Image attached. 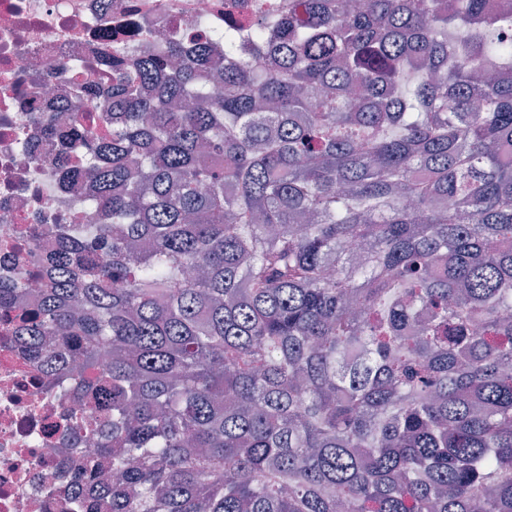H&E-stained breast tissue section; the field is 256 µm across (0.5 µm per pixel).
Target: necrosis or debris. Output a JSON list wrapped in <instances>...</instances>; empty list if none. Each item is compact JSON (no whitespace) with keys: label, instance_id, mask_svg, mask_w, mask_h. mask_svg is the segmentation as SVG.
I'll return each instance as SVG.
<instances>
[{"label":"necrosis or debris","instance_id":"necrosis-or-debris-1","mask_svg":"<svg viewBox=\"0 0 512 512\" xmlns=\"http://www.w3.org/2000/svg\"><path fill=\"white\" fill-rule=\"evenodd\" d=\"M224 10V0H0V280L15 278L12 243L33 224H99L90 181L64 182L32 103L58 111L45 73L64 59L96 64L103 55L136 69L164 54L172 20ZM34 151L21 155L18 141ZM42 360L0 324V512H61L74 494L67 449L75 429L97 425L69 388H49Z\"/></svg>","mask_w":512,"mask_h":512}]
</instances>
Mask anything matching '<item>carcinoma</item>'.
<instances>
[{
  "instance_id": "obj_1",
  "label": "carcinoma",
  "mask_w": 512,
  "mask_h": 512,
  "mask_svg": "<svg viewBox=\"0 0 512 512\" xmlns=\"http://www.w3.org/2000/svg\"><path fill=\"white\" fill-rule=\"evenodd\" d=\"M249 8L43 128L108 218L0 287L103 418L68 512H512V7Z\"/></svg>"
}]
</instances>
